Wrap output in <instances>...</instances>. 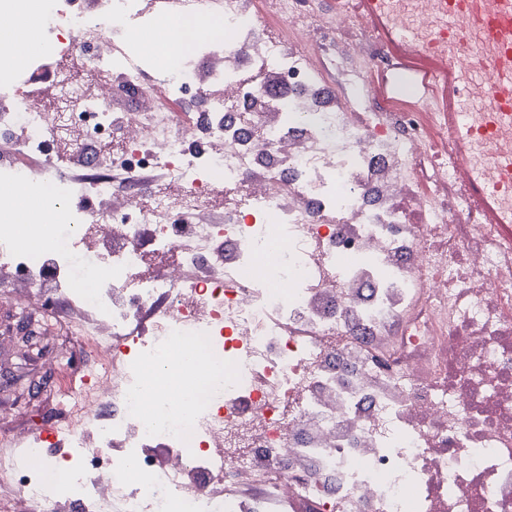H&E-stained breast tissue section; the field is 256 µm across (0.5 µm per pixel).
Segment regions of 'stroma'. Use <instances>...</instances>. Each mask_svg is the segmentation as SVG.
<instances>
[{
  "instance_id": "35a3bbf8",
  "label": "stroma",
  "mask_w": 512,
  "mask_h": 512,
  "mask_svg": "<svg viewBox=\"0 0 512 512\" xmlns=\"http://www.w3.org/2000/svg\"><path fill=\"white\" fill-rule=\"evenodd\" d=\"M64 301L47 307L42 321L47 325L41 355H18L19 338L26 325L22 308L0 288V469L23 456L26 437L50 418L64 419L67 407L58 391L60 376L82 385L93 361L77 346L76 324L62 317Z\"/></svg>"
}]
</instances>
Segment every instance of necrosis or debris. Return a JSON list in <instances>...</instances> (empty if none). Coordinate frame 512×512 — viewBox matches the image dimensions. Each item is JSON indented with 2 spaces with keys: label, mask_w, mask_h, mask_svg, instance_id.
<instances>
[{
  "label": "necrosis or debris",
  "mask_w": 512,
  "mask_h": 512,
  "mask_svg": "<svg viewBox=\"0 0 512 512\" xmlns=\"http://www.w3.org/2000/svg\"><path fill=\"white\" fill-rule=\"evenodd\" d=\"M168 2L0 0L1 24L37 11L55 34L23 59L0 44V137L119 143L80 180L0 166L54 219L0 225L14 298L36 315L54 291L93 320L62 455L30 443L12 475L31 512H57L62 470L80 512H512V238L477 215L445 116L388 72L353 0ZM163 17L224 35L161 56ZM48 69L50 105L32 89ZM122 91L137 101L112 111ZM146 167L178 196L113 176ZM218 194L223 223L196 222ZM227 480L267 492L211 493Z\"/></svg>",
  "instance_id": "4bbe7bcc"
}]
</instances>
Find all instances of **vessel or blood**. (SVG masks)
<instances>
[{"label":"vessel or blood","instance_id":"vessel-or-blood-1","mask_svg":"<svg viewBox=\"0 0 512 512\" xmlns=\"http://www.w3.org/2000/svg\"><path fill=\"white\" fill-rule=\"evenodd\" d=\"M386 41L393 70L431 88L461 156H488L464 171L479 213L512 227V0H358ZM476 40L463 58L459 47Z\"/></svg>","mask_w":512,"mask_h":512}]
</instances>
